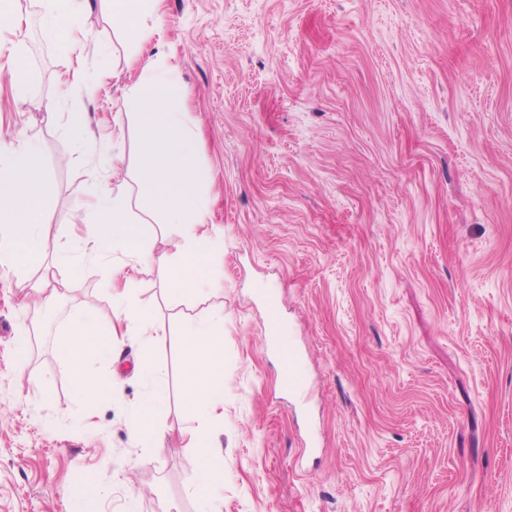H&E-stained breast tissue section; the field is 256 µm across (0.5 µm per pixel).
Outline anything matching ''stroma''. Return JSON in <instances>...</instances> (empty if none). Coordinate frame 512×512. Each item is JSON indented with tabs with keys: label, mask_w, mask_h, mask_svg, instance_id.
Wrapping results in <instances>:
<instances>
[{
	"label": "stroma",
	"mask_w": 512,
	"mask_h": 512,
	"mask_svg": "<svg viewBox=\"0 0 512 512\" xmlns=\"http://www.w3.org/2000/svg\"><path fill=\"white\" fill-rule=\"evenodd\" d=\"M0 31V141H36L55 182L49 252L82 235L79 203L99 178L61 129L85 113L97 139L132 112L155 59L189 89L224 246L196 311L224 310L222 512H512V0H163V24L129 57L106 0L92 40L66 52L43 0H17ZM22 43L39 104L16 107L11 48ZM92 89L64 88L74 70ZM50 278L49 309L31 290ZM144 269L137 298L164 328L160 436L126 420L145 387L136 346L87 369L114 389L81 420L67 325L112 304L94 267L0 269V512H198L197 420L182 391L184 307ZM276 296L281 345L313 389L289 398L264 342ZM40 336L20 353L21 336Z\"/></svg>",
	"instance_id": "obj_1"
}]
</instances>
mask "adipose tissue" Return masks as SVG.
I'll use <instances>...</instances> for the list:
<instances>
[{
    "label": "adipose tissue",
    "instance_id": "ef3b65f1",
    "mask_svg": "<svg viewBox=\"0 0 512 512\" xmlns=\"http://www.w3.org/2000/svg\"><path fill=\"white\" fill-rule=\"evenodd\" d=\"M112 15L123 27L131 47H139L160 24L161 0H110ZM78 0H45L43 26L51 39L78 47L81 30ZM137 103L135 118L140 130L137 192L110 193L105 180H98L89 203L79 206L83 234L75 251L57 253L48 259L42 234L43 215L55 192L51 174L39 161V145L21 139L0 154V267L22 273L54 261L62 267H78L115 258V265L102 271L111 292L115 318L100 327L93 314L74 322L66 332L64 355L71 365V383L82 404L100 401L111 381L91 374L85 358H111V339L127 338L138 344V372L149 388L141 405L127 418L130 435L138 440L159 434L156 416L165 403V366L148 349L159 330L143 318L136 299L135 275L157 264L166 271V295L175 303L197 301L199 284L210 278L219 250L220 235L210 224V174L197 160L198 137L181 104L188 96L176 71L165 63L144 68L132 88ZM175 235L172 254H155L149 241L157 235ZM184 345L181 364L184 391L199 425L188 433L187 447L200 463L195 469L196 487H211L220 474L212 464L222 455L207 428L217 417L224 395V311L185 316L180 324Z\"/></svg>",
    "mask_w": 512,
    "mask_h": 512
}]
</instances>
